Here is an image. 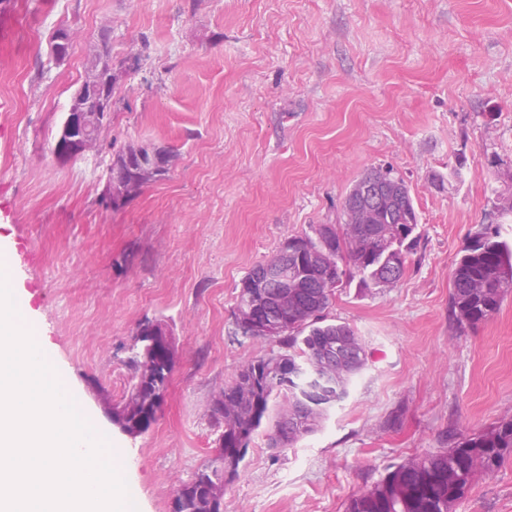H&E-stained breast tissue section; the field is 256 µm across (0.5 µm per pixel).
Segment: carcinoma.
Instances as JSON below:
<instances>
[{
    "label": "carcinoma",
    "mask_w": 512,
    "mask_h": 512,
    "mask_svg": "<svg viewBox=\"0 0 512 512\" xmlns=\"http://www.w3.org/2000/svg\"><path fill=\"white\" fill-rule=\"evenodd\" d=\"M94 62L83 83L95 79L92 96L113 98L115 84L108 69ZM173 158L168 148L149 150L129 145L112 161L107 183H118L125 194L111 199L103 188L102 201L112 209L123 208L143 187L164 177ZM344 225L316 224L311 232L294 237L288 259L298 266L319 250L326 278L299 280L288 289V319L283 330L269 340L280 350L249 360L235 369L221 395L222 406L213 409L220 433L219 455L209 459L192 479L178 486L183 495L182 512H211L209 497L224 495L225 475L239 477L253 434L263 421L272 422L268 440L274 448H288L300 438L317 432L330 409L333 396L311 392L308 382L316 370L315 359L332 344L344 352L345 374L336 380V390H346L368 361L367 345L349 324L328 323L325 311L343 280L358 273L363 281L377 286L395 283L404 266L379 267L383 252L406 256L418 243L414 235L419 219L405 182L391 170H370L353 186L343 206ZM266 263L254 265L242 279L235 322L248 335V297L263 286L274 307L279 289L266 281ZM450 306L461 329L473 328L490 319L504 298L512 294V247L500 239L498 227L483 224L464 247L451 276ZM141 379L139 391L128 392L122 401L119 424L133 429L147 419L151 390L170 378V373L144 346L129 358ZM281 399L277 406L273 400ZM512 457V418L501 419L474 431L433 454L392 465L369 488L352 495L344 512H454L466 497L479 473H494Z\"/></svg>",
    "instance_id": "1"
}]
</instances>
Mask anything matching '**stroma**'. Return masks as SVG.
I'll return each mask as SVG.
<instances>
[{"mask_svg": "<svg viewBox=\"0 0 512 512\" xmlns=\"http://www.w3.org/2000/svg\"><path fill=\"white\" fill-rule=\"evenodd\" d=\"M104 39L119 71L111 123L58 164ZM130 143L175 158L115 211L101 193ZM386 167L410 189L419 243L399 281H346L326 311L369 361L318 432L287 449L255 432L224 512H344L390 465L512 418V295L472 329L449 311L463 246L512 201V0H0V240L25 242L15 285L73 392L126 449L138 512H169L216 449L215 398L276 347L237 331L241 279L289 237L343 223L353 184ZM147 319L169 326L175 365L134 438L104 402L132 385ZM455 512H512V460L477 475Z\"/></svg>", "mask_w": 512, "mask_h": 512, "instance_id": "35a3bbf8", "label": "stroma"}]
</instances>
